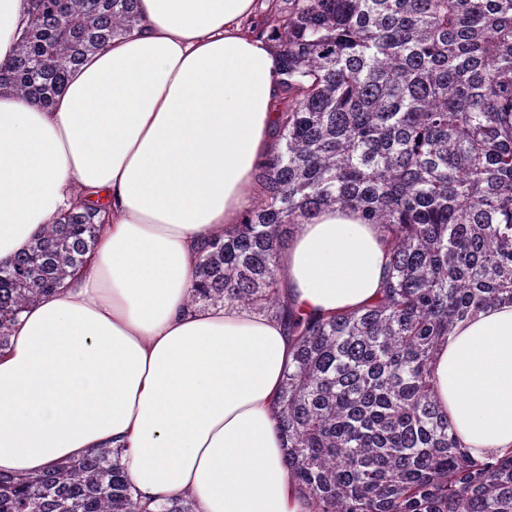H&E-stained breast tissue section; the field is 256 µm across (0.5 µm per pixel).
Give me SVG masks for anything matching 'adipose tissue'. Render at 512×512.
<instances>
[{
	"label": "adipose tissue",
	"mask_w": 512,
	"mask_h": 512,
	"mask_svg": "<svg viewBox=\"0 0 512 512\" xmlns=\"http://www.w3.org/2000/svg\"><path fill=\"white\" fill-rule=\"evenodd\" d=\"M137 9L140 28L88 56L53 106L0 89V262L91 193L108 202L85 268L23 312L0 350V472L120 448L141 498L310 512L275 422L293 337L279 320L191 300L201 247L242 222L279 148V56L245 27L255 0ZM28 11L0 0V67ZM279 262L296 312L358 311L383 284V234L327 209ZM432 377L472 458L512 448V303L459 323Z\"/></svg>",
	"instance_id": "obj_1"
}]
</instances>
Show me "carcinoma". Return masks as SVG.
I'll return each instance as SVG.
<instances>
[{
	"mask_svg": "<svg viewBox=\"0 0 512 512\" xmlns=\"http://www.w3.org/2000/svg\"><path fill=\"white\" fill-rule=\"evenodd\" d=\"M10 88L53 103L84 59L140 24L136 0H29ZM266 24L283 76L280 148L261 196L209 242L192 301L265 313L294 336L277 427L311 512H512V450L469 457L430 365L456 324L512 302V0H288ZM351 208L385 232L387 279L360 312L299 317L279 252L304 221ZM89 214L0 263V348L19 314L86 262ZM0 512H150L123 449L37 476L0 473ZM155 512H196L164 499Z\"/></svg>",
	"mask_w": 512,
	"mask_h": 512,
	"instance_id": "carcinoma-1",
	"label": "carcinoma"
}]
</instances>
